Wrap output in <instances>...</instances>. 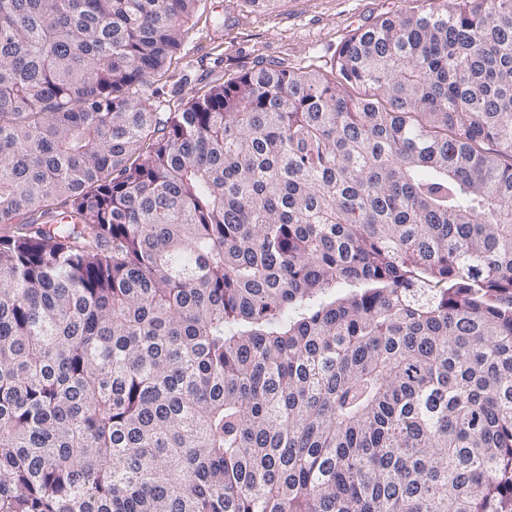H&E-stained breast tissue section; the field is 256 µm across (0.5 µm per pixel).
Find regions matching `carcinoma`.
I'll return each mask as SVG.
<instances>
[{"mask_svg": "<svg viewBox=\"0 0 512 512\" xmlns=\"http://www.w3.org/2000/svg\"><path fill=\"white\" fill-rule=\"evenodd\" d=\"M203 0H0V512H512V0L172 107Z\"/></svg>", "mask_w": 512, "mask_h": 512, "instance_id": "cac0c4a2", "label": "carcinoma"}]
</instances>
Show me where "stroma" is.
Here are the masks:
<instances>
[{"instance_id": "35a3bbf8", "label": "stroma", "mask_w": 512, "mask_h": 512, "mask_svg": "<svg viewBox=\"0 0 512 512\" xmlns=\"http://www.w3.org/2000/svg\"><path fill=\"white\" fill-rule=\"evenodd\" d=\"M403 0H281L255 12L243 0H206L184 26L161 80L172 105L258 64L329 69L336 49L360 26L403 7Z\"/></svg>"}]
</instances>
